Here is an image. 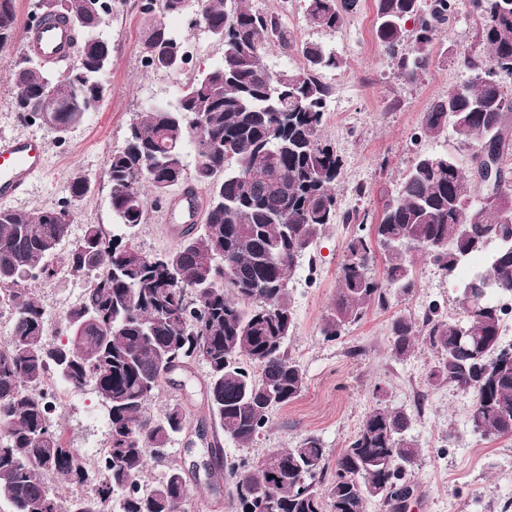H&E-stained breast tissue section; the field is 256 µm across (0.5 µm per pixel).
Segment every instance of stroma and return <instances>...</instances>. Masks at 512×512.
<instances>
[{"label": "stroma", "instance_id": "35a3bbf8", "mask_svg": "<svg viewBox=\"0 0 512 512\" xmlns=\"http://www.w3.org/2000/svg\"><path fill=\"white\" fill-rule=\"evenodd\" d=\"M142 2L125 0L107 16L101 29L112 44V67L104 77L106 99L66 133L19 120L8 65L0 62V138H37L47 156L45 172L31 181L24 194L7 202V209L26 213L66 205L74 214L72 238H80L89 224L122 234L112 216L105 177L109 155L123 144L129 125L140 113L176 103L184 85L219 63L224 54L222 45L206 29L190 27L184 16L169 17L166 26L189 43L192 52L177 71L146 68L143 35L155 17L143 13ZM246 3L251 9L284 16L288 26L292 49L285 51L273 44L263 53V63L271 70L303 67L301 48L308 42L321 43L340 61L339 67L320 74L330 87L323 133L342 158L336 188L340 214L363 216L368 224H375L420 154L448 153L461 166H468V152L453 133L429 138L421 132L422 115L430 104L470 84L476 76L463 60L480 53L482 19L466 0H460L440 37L429 46L426 70L411 82L404 80L396 61L378 41L375 0H359L357 10L345 15L333 30L311 28L302 0ZM78 175L90 179L92 186L86 197L74 200L69 184ZM207 201V196H200L191 214L182 206L149 208L138 231V245L149 253L174 250L180 242V225L190 218L203 223ZM353 232V226L335 224L319 242L314 258H300L291 275L296 330L287 350L305 377L301 396L273 409L267 427L249 447L218 437L225 459L243 454L255 459L268 449L293 446L307 434L318 435L330 455H337L382 398L412 416L409 433L422 450L409 476L415 493L407 512H512V437L490 440L470 429L471 393L451 384L428 387L435 354L424 339H417L401 360L394 357L391 347L389 327L398 314L419 317L437 303L448 316H457V285L465 269L445 277L428 261L419 260L418 284L410 295L393 299L388 310L370 311L337 340L321 336V319L336 291L344 248ZM83 288L82 280L64 270L54 278L32 283L31 291L48 320L50 339L64 338L60 317L79 301ZM207 378L208 368L202 363L193 364L190 374H173L171 384L149 403L150 414L162 417L170 404L178 402L190 425H197L208 416L203 394ZM56 415L67 442L83 456L93 457L105 447L108 411L94 384L69 390Z\"/></svg>", "mask_w": 512, "mask_h": 512}]
</instances>
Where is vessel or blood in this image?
Here are the masks:
<instances>
[{"mask_svg": "<svg viewBox=\"0 0 512 512\" xmlns=\"http://www.w3.org/2000/svg\"><path fill=\"white\" fill-rule=\"evenodd\" d=\"M23 40L25 49L47 64L67 61L75 50L74 35L69 24L57 17L27 19L23 26ZM45 168V150L36 138L1 139L0 201L14 199Z\"/></svg>", "mask_w": 512, "mask_h": 512, "instance_id": "obj_1", "label": "vessel or blood"}]
</instances>
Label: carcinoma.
I'll return each mask as SVG.
<instances>
[{
    "mask_svg": "<svg viewBox=\"0 0 512 512\" xmlns=\"http://www.w3.org/2000/svg\"><path fill=\"white\" fill-rule=\"evenodd\" d=\"M102 0H38L36 9L76 20L75 61L59 73L24 60L11 65L17 88L14 109L25 108L45 83L55 89L42 107L70 129L98 105L105 88L100 72L112 64V47L100 36ZM457 0H376V35L395 58L417 24L412 59L399 60L403 77L429 65L427 47L456 9ZM480 11L482 56L474 82L436 100L422 117L430 137L453 131L481 164L484 137L497 133L501 183L475 207L469 180L451 155L424 154L404 175L373 225L348 239L336 292L321 320L327 341L360 323L373 308L417 287L415 252L450 274L476 254L486 268L460 284V317L448 320L432 307L421 319L400 314L390 324L393 354L402 359L422 335L437 354L428 373L432 387L453 383L473 395L467 420L486 438L512 436V344L503 351L504 309L492 295L512 292V179L502 135L512 108L494 69L512 75V0H470ZM315 29L333 30L358 0H303ZM146 11L167 15L197 10L224 46L222 64L193 79L177 105L157 106L131 124L123 146L112 151L105 176L112 213L125 234L86 225L66 254L69 273L85 283L82 297L62 322L66 341H48L41 306L24 283L57 274L59 246L70 237L73 213L38 208L26 214L0 208V301L13 311L10 335L0 341V498L12 512H185L190 489L170 451L187 425L185 409L169 405L163 418L148 402L169 370L208 367L207 405L224 435L249 446L268 425L273 409L298 398L303 372L286 343L294 335L290 275L338 221L336 179L342 158L322 134L329 87L317 72L340 64L319 43L302 48L304 67L275 73L262 62L266 45L290 47L280 15L256 12L243 0H145ZM13 0H0V52L17 40ZM182 41L162 22L150 29L145 49L179 68ZM196 164L187 172L186 146ZM174 187L209 192L205 223L189 225L179 246L146 265L136 243L147 205ZM381 251L382 280L370 274ZM478 309L479 319L470 317ZM73 389L95 383L107 403L109 437L103 454L87 459L64 440L54 418L57 405L44 389L48 377ZM412 417L379 399L334 462L322 439L301 437L291 448H271L261 458L222 463L220 475L237 512H366L376 500L402 512L414 494L407 478L420 448L410 436ZM164 467L162 480L144 488L148 462ZM72 487L61 498L51 483Z\"/></svg>",
    "mask_w": 512,
    "mask_h": 512,
    "instance_id": "obj_1",
    "label": "carcinoma"
}]
</instances>
